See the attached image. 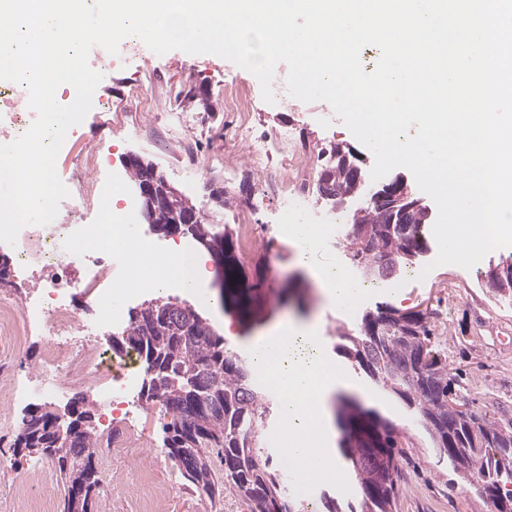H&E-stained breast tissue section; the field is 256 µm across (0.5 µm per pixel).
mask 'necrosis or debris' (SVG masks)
Returning a JSON list of instances; mask_svg holds the SVG:
<instances>
[{"instance_id": "1", "label": "necrosis or debris", "mask_w": 512, "mask_h": 512, "mask_svg": "<svg viewBox=\"0 0 512 512\" xmlns=\"http://www.w3.org/2000/svg\"><path fill=\"white\" fill-rule=\"evenodd\" d=\"M23 89L0 87V132L12 138L25 134L34 115L23 110L20 99ZM68 207L75 217L82 219L94 209L90 196L70 200ZM81 232L85 249L68 253L62 248L66 226L54 221L48 225L23 227L11 252L16 269L31 265L40 269V299L25 302L22 308L0 304V335L20 336L25 324L44 325L50 338L45 353L44 368L36 383L29 385L24 395L48 400H65L74 388L91 385L104 409L122 407L137 391L144 369L134 357L124 354L113 358L94 343L96 333L124 325L121 311L113 304V297L121 281L113 277L111 269L103 268L100 257L105 244L101 227L84 223ZM82 266L92 272L82 286L92 297L97 312L93 318L77 319L68 300V288L75 271Z\"/></svg>"}]
</instances>
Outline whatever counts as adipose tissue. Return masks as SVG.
Masks as SVG:
<instances>
[{"label":"adipose tissue","instance_id":"obj_1","mask_svg":"<svg viewBox=\"0 0 512 512\" xmlns=\"http://www.w3.org/2000/svg\"><path fill=\"white\" fill-rule=\"evenodd\" d=\"M323 230L301 221L289 227L294 245V264L308 270L317 284L325 308L345 312L354 307L364 292L340 265H312L311 255ZM184 244L157 251L143 248L138 266L126 286L136 291L178 289L195 299H204L206 271L201 263H188ZM320 322H299L288 318L257 336L249 345L254 363L267 367L284 396L281 425L288 435L293 460L308 463L310 475H327L335 461L329 403L344 382L342 368L324 349Z\"/></svg>","mask_w":512,"mask_h":512}]
</instances>
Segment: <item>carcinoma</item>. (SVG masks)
Here are the masks:
<instances>
[{
  "instance_id": "carcinoma-1",
  "label": "carcinoma",
  "mask_w": 512,
  "mask_h": 512,
  "mask_svg": "<svg viewBox=\"0 0 512 512\" xmlns=\"http://www.w3.org/2000/svg\"><path fill=\"white\" fill-rule=\"evenodd\" d=\"M353 164V154L338 144L331 147L318 173L331 178L325 204L333 208L337 199L362 193L363 187L349 176ZM389 220L384 203L351 215L350 260L366 282L390 279L428 250L426 226L432 219L409 210L402 223ZM186 232L224 254V305L256 317L250 309L253 285L235 254L232 234L205 221L189 225ZM484 278L499 294L512 296L511 260L489 266ZM173 304L162 296L143 301L112 339V350L142 358L150 386L138 399L165 408L169 420L162 431L168 457L209 498L228 483L250 512H307L282 470L264 453L265 426L274 404L255 381L249 360L226 351L224 339L194 307ZM338 339L336 353L358 366L379 396L407 407L434 450L490 512H512V431L474 414L464 418L448 410L452 378L434 348L425 313L381 303ZM79 416L81 427L61 428L55 413L33 411L22 421L15 441V447L54 463L65 488L63 512L95 509L98 439L90 412L83 409ZM336 418L342 433L339 452L356 494L346 503L323 494L322 512H394L406 457L404 431L353 396L340 400Z\"/></svg>"
}]
</instances>
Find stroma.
<instances>
[{
  "label": "stroma",
  "mask_w": 512,
  "mask_h": 512,
  "mask_svg": "<svg viewBox=\"0 0 512 512\" xmlns=\"http://www.w3.org/2000/svg\"><path fill=\"white\" fill-rule=\"evenodd\" d=\"M102 74L93 98L111 100L112 112L105 118L99 108H92L66 137L56 171L67 189L111 178L116 172L125 176L121 189H133L124 161L135 153L155 164L208 223L234 224L238 212L249 209L255 219L270 226L269 239L260 241L243 261L246 270L264 271L257 289V322L245 327L233 309L200 310L216 332L224 333L226 347L246 355L251 338L302 311L320 316L321 334L331 347L343 329L353 327L363 312L377 304L404 312L424 310L436 348L446 359L449 374L458 380V402L512 430V298L498 295L477 270L433 267L438 252L433 244L418 260L419 266L432 268L424 281L402 271L372 286L353 309L337 312L322 308L311 276L293 265L288 227L277 221L281 199L266 185L270 174L281 172V156L264 152L265 137L288 132L297 155L308 159L297 179L318 213L326 210L316 192L320 150L340 143L353 149L362 169L371 170L374 164L373 154L327 102L304 103L285 93L276 103H266L250 72L216 55L180 50L161 56L148 49L140 54L122 52ZM232 88L251 101L250 136L224 135V96ZM90 153L104 158V166L79 167V159ZM214 185L226 190L227 205L215 202L210 193ZM49 341L41 327L33 326L18 344L0 347V365H12L10 372L0 373V512H63V489L52 462L14 447L23 417L37 403L13 401L11 394L39 376ZM345 372L351 392L406 431L402 442L407 458L401 464L397 512H487L469 485L440 460L428 435L399 403L377 396L353 366H346ZM72 395L86 397L92 430L102 443L95 457L97 512H249L231 488H224L215 501L200 495L162 452V405L132 403L129 413H115L107 425L90 389L79 388ZM130 428L142 448L130 452L109 446V438Z\"/></svg>",
  "instance_id": "35a3bbf8"
}]
</instances>
